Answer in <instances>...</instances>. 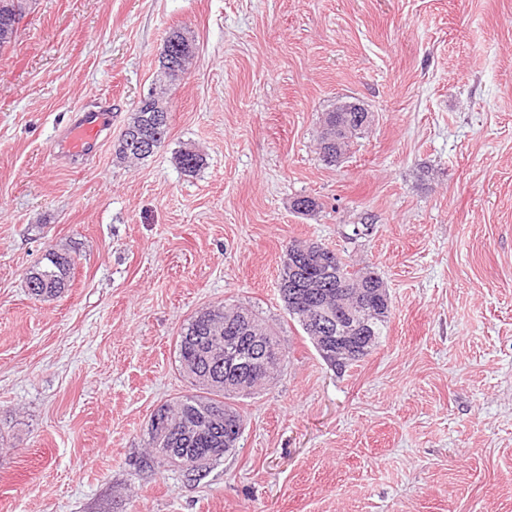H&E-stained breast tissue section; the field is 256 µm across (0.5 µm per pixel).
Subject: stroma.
<instances>
[{
    "mask_svg": "<svg viewBox=\"0 0 512 512\" xmlns=\"http://www.w3.org/2000/svg\"><path fill=\"white\" fill-rule=\"evenodd\" d=\"M22 6L0 52V512H512V0ZM175 30L196 56L169 135L120 163ZM340 101L373 122L329 165ZM84 109L112 114L97 157H55ZM293 238L389 290L344 373L280 298ZM50 246L75 270L45 302L26 273ZM224 302L259 309L286 361L203 480L147 471L152 414L189 391L181 329Z\"/></svg>",
    "mask_w": 512,
    "mask_h": 512,
    "instance_id": "1",
    "label": "stroma"
}]
</instances>
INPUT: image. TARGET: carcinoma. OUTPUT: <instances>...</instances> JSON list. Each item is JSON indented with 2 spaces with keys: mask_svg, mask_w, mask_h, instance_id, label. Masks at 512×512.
<instances>
[{
  "mask_svg": "<svg viewBox=\"0 0 512 512\" xmlns=\"http://www.w3.org/2000/svg\"><path fill=\"white\" fill-rule=\"evenodd\" d=\"M22 14L19 0H0V30L12 25V14ZM126 128L143 139L164 143L169 125L158 120L148 107H136ZM116 159L139 161L148 158L136 142L119 139L114 146ZM177 161L185 173H194L203 165L202 155L192 147L179 150ZM310 253L289 263L283 262L279 292L288 314L307 336L316 335L311 315L322 311L336 320L345 316L358 327L348 339L351 356L336 360V333L322 344L314 345L319 357L330 367L343 370L370 355L377 347L390 313V296L383 279L341 264L337 253L322 244L304 240ZM75 258L68 250H47L27 273L26 283L34 284L31 294L46 301L59 297L69 286ZM233 336L246 342L251 336H268V357L285 361L286 351L278 332L269 320L252 307L240 303H220L195 313L176 340L179 369L191 385V393L162 404L151 416L148 437L150 453L144 459L147 468L172 465L171 456L186 461L205 459L208 468L182 469L190 481L203 479L208 469L237 447L239 439L226 446L225 425L243 424L237 401L254 396L265 385L270 369L260 364L249 375L252 384L240 389L224 387V363L213 355V346Z\"/></svg>",
  "mask_w": 512,
  "mask_h": 512,
  "instance_id": "cac0c4a2",
  "label": "carcinoma"
}]
</instances>
